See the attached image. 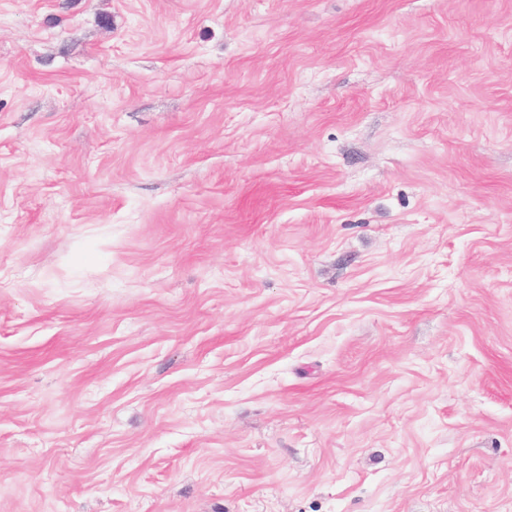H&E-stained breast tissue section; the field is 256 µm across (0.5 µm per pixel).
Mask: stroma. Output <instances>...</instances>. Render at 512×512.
I'll list each match as a JSON object with an SVG mask.
<instances>
[{
    "label": "stroma",
    "mask_w": 512,
    "mask_h": 512,
    "mask_svg": "<svg viewBox=\"0 0 512 512\" xmlns=\"http://www.w3.org/2000/svg\"><path fill=\"white\" fill-rule=\"evenodd\" d=\"M0 512H512V0H0Z\"/></svg>",
    "instance_id": "stroma-1"
}]
</instances>
